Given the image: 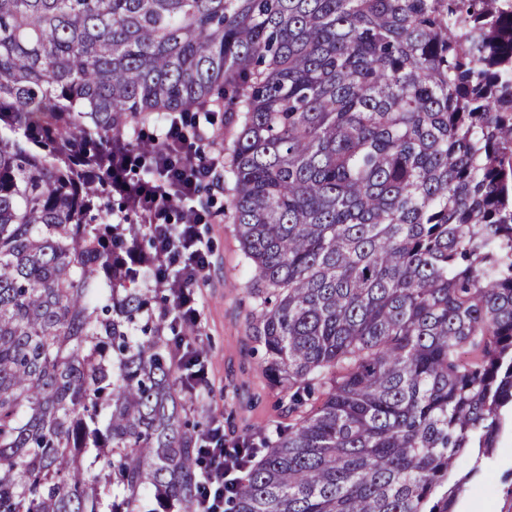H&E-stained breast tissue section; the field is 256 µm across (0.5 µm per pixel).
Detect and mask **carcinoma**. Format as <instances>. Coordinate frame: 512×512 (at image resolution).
<instances>
[{
    "label": "carcinoma",
    "mask_w": 512,
    "mask_h": 512,
    "mask_svg": "<svg viewBox=\"0 0 512 512\" xmlns=\"http://www.w3.org/2000/svg\"><path fill=\"white\" fill-rule=\"evenodd\" d=\"M221 110L296 414L224 512H455L512 409V0H0V512H192L158 256L112 220L143 128Z\"/></svg>",
    "instance_id": "cac0c4a2"
}]
</instances>
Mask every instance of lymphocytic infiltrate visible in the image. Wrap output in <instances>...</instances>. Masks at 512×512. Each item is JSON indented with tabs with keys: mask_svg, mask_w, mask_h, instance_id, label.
I'll return each instance as SVG.
<instances>
[{
	"mask_svg": "<svg viewBox=\"0 0 512 512\" xmlns=\"http://www.w3.org/2000/svg\"><path fill=\"white\" fill-rule=\"evenodd\" d=\"M216 169L217 164L211 158H190L173 170L163 165L146 191L150 206L143 214V222L158 253L165 258L164 264L151 274V284L167 291L171 318L179 323L195 325L200 321L196 287L210 271L212 262L196 230L198 221L206 215L197 198L201 185L221 187V180L215 177ZM173 202L191 213V220L178 225L166 223L163 212ZM169 354L179 371L182 388L196 393L207 381L203 353L194 346L179 343L170 347ZM199 447L204 452L205 463L199 478L201 493L194 502L193 512H224V496L237 489L246 464L238 452L225 450L221 420H214L202 435Z\"/></svg>",
	"mask_w": 512,
	"mask_h": 512,
	"instance_id": "lymphocytic-infiltrate-1",
	"label": "lymphocytic infiltrate"
}]
</instances>
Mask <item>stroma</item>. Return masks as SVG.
<instances>
[{
	"mask_svg": "<svg viewBox=\"0 0 512 512\" xmlns=\"http://www.w3.org/2000/svg\"><path fill=\"white\" fill-rule=\"evenodd\" d=\"M228 191L209 193L213 223L199 227V235L212 251L213 266L197 291L203 309L198 348L209 356V385L188 405L199 429H206L214 413L224 416L228 440L258 441L261 433L288 419V399L273 387L265 373L263 351L251 329V303L247 287L251 273L241 251L235 224L225 216ZM480 500L492 512H512V428H505L484 473L472 479L456 504L469 512Z\"/></svg>",
	"mask_w": 512,
	"mask_h": 512,
	"instance_id": "1",
	"label": "stroma"
}]
</instances>
